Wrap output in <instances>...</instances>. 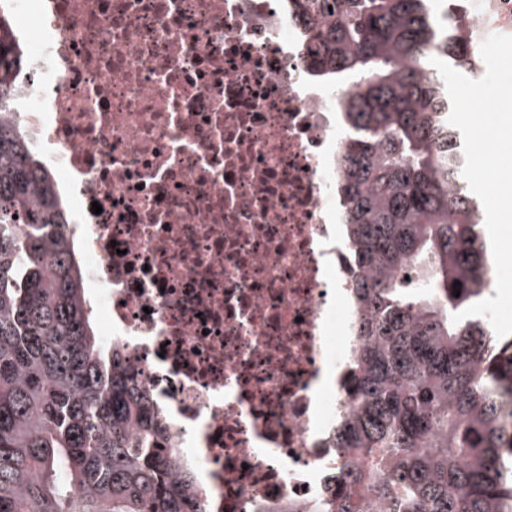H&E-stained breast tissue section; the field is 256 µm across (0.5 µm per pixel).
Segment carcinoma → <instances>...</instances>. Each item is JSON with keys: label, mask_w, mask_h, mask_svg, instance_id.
Returning a JSON list of instances; mask_svg holds the SVG:
<instances>
[{"label": "carcinoma", "mask_w": 512, "mask_h": 512, "mask_svg": "<svg viewBox=\"0 0 512 512\" xmlns=\"http://www.w3.org/2000/svg\"><path fill=\"white\" fill-rule=\"evenodd\" d=\"M295 2L311 64L352 78L340 161L360 316L335 491L283 512H512V339L453 322L491 284L430 63L477 66L468 18L452 0ZM26 65L0 14V512H204L93 329L69 215L13 120Z\"/></svg>", "instance_id": "obj_1"}]
</instances>
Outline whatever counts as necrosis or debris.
Segmentation results:
<instances>
[{"mask_svg": "<svg viewBox=\"0 0 512 512\" xmlns=\"http://www.w3.org/2000/svg\"><path fill=\"white\" fill-rule=\"evenodd\" d=\"M0 11L28 43L16 118L75 215L86 303L206 512L318 503L357 347L347 81L307 62L293 0Z\"/></svg>", "mask_w": 512, "mask_h": 512, "instance_id": "obj_1", "label": "necrosis or debris"}]
</instances>
